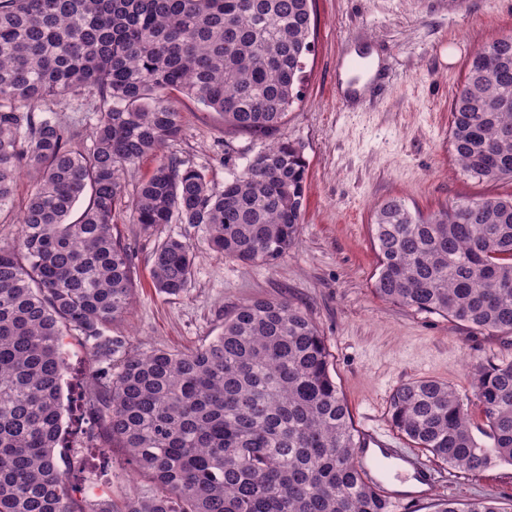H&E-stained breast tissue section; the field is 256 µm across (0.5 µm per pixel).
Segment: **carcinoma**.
<instances>
[{
    "mask_svg": "<svg viewBox=\"0 0 512 512\" xmlns=\"http://www.w3.org/2000/svg\"><path fill=\"white\" fill-rule=\"evenodd\" d=\"M312 0H0V210L23 171L36 181L16 244L0 248V512H393L363 478L359 437L306 310L238 305L223 332L187 352H138L112 325L134 296L132 259L113 234L121 173L181 131L175 94L266 137L300 100ZM86 91L96 123L73 142L39 102ZM449 143L474 177L512 180V32L479 46L453 96ZM307 175L281 140L224 180L160 159L128 207L145 230L203 227L208 247L275 264L298 242ZM381 300L472 330L512 334V198L457 200L427 215L400 198L374 214ZM195 253L160 239L161 294L189 287ZM97 364L81 392L94 447L121 448L153 492L91 498L64 471V338ZM479 440L462 395L420 378L390 395L394 427L448 469L512 465V361L472 368ZM435 512H512L443 497Z\"/></svg>",
    "mask_w": 512,
    "mask_h": 512,
    "instance_id": "cac0c4a2",
    "label": "carcinoma"
}]
</instances>
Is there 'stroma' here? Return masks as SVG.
Here are the masks:
<instances>
[{
	"label": "stroma",
	"instance_id": "obj_1",
	"mask_svg": "<svg viewBox=\"0 0 512 512\" xmlns=\"http://www.w3.org/2000/svg\"><path fill=\"white\" fill-rule=\"evenodd\" d=\"M315 52L303 93L279 138L301 147L308 163L298 246L275 266L246 264L211 252L203 228L166 224L146 231L122 211L117 233L133 255L135 294L112 331L139 351L195 349L224 329L238 305L257 297L285 298L306 310L331 353V373L351 410L354 428L391 430L389 396L401 383L432 377L471 395V367L512 359V335L479 332L437 314L416 313L378 299L371 223L391 198L430 213L459 199L512 197V181L472 177L455 162L448 141L450 105L466 63L481 44L512 31V0H315ZM370 52L390 76L380 99L344 108L343 57ZM182 130L166 145L223 187L268 142L224 125L223 117L189 99L178 102ZM194 246L188 289L158 293L150 277L158 239ZM64 461L87 457L77 438L60 447ZM85 475L97 494L121 500L148 492L121 449L87 457ZM512 502V465L497 464L455 482L441 481L397 512H435L437 499Z\"/></svg>",
	"mask_w": 512,
	"mask_h": 512
}]
</instances>
